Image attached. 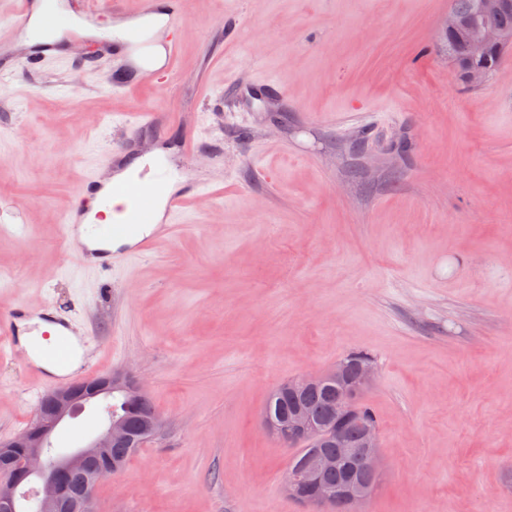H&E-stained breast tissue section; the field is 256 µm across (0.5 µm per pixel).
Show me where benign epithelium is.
Returning <instances> with one entry per match:
<instances>
[{"label":"benign epithelium","instance_id":"obj_1","mask_svg":"<svg viewBox=\"0 0 512 512\" xmlns=\"http://www.w3.org/2000/svg\"><path fill=\"white\" fill-rule=\"evenodd\" d=\"M512 9V0H479V13L485 17ZM441 36L449 43L469 41L474 46L471 59L464 63V76L469 83L482 82L492 67L487 49L497 52L509 41L505 33L489 24L475 19H462L454 13L448 14ZM376 366L363 367L358 379L344 387L336 399L331 412V425L317 426L304 410H297L288 419V427L275 425L267 416L262 424L268 433L288 438V443L301 445L319 439L328 440L340 448L332 457L319 458L309 470H294L284 482L285 492L298 497L308 494L315 504H323L335 496L331 488L321 486V475L331 469H340L356 455V450L347 447L346 424L353 418L351 403L373 383ZM330 378L344 383V370L336 365L324 373H306L288 384V391L295 392L308 386L320 384ZM142 391L144 385L133 381L124 373L106 374L87 387L79 382L54 388L42 398L32 428L6 442H0V512H94L93 491L99 484L112 480L119 469L107 463L96 465L94 461L108 456L112 444L124 443L130 438L129 428L120 417H107L103 428L95 435L83 440L74 450H63L54 446L53 437L68 419L99 399L112 395L114 389ZM364 448L362 459L374 472L381 471V448L379 429L367 424L363 426ZM82 477L74 486L71 479ZM372 489L356 483L347 485L341 492L350 512H365L364 506Z\"/></svg>","mask_w":512,"mask_h":512}]
</instances>
